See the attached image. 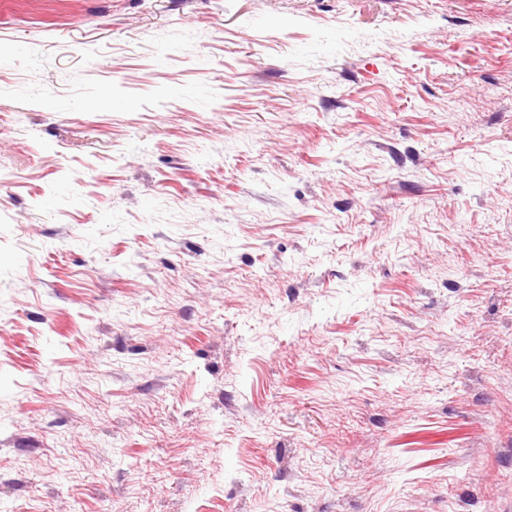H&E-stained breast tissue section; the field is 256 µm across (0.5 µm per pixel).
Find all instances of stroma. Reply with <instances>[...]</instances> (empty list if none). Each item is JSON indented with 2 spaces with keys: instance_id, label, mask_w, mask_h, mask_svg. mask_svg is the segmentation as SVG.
<instances>
[{
  "instance_id": "obj_1",
  "label": "stroma",
  "mask_w": 512,
  "mask_h": 512,
  "mask_svg": "<svg viewBox=\"0 0 512 512\" xmlns=\"http://www.w3.org/2000/svg\"><path fill=\"white\" fill-rule=\"evenodd\" d=\"M0 512H512V0H0Z\"/></svg>"
}]
</instances>
